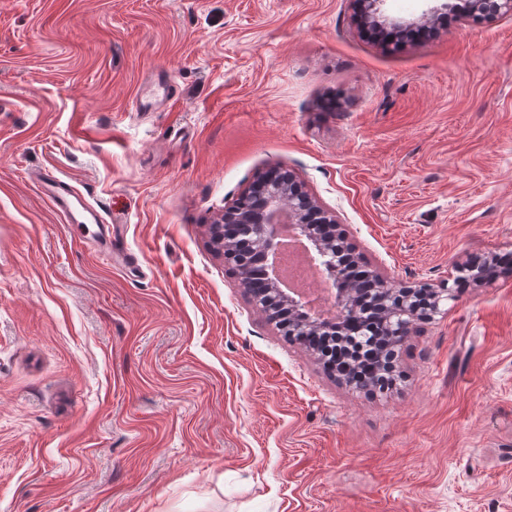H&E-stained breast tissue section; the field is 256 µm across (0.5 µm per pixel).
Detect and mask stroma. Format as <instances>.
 <instances>
[{
	"instance_id": "35a3bbf8",
	"label": "stroma",
	"mask_w": 512,
	"mask_h": 512,
	"mask_svg": "<svg viewBox=\"0 0 512 512\" xmlns=\"http://www.w3.org/2000/svg\"><path fill=\"white\" fill-rule=\"evenodd\" d=\"M273 164L395 280L511 255L512 15L384 47L349 0H0V512H512V270L342 386L211 242ZM39 192L53 210L67 224H105L106 218L74 190L69 182L53 171H45L37 178ZM76 203L80 209H77Z\"/></svg>"
}]
</instances>
